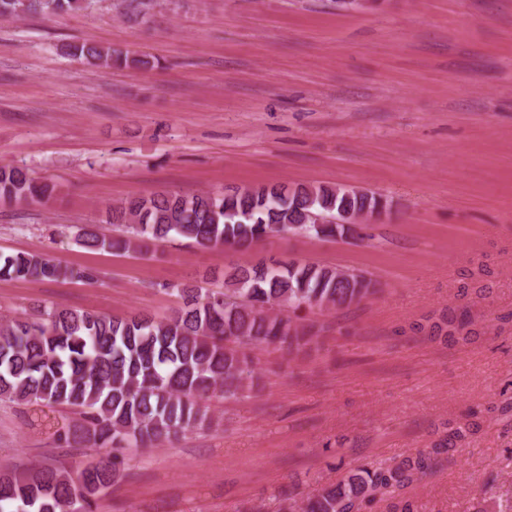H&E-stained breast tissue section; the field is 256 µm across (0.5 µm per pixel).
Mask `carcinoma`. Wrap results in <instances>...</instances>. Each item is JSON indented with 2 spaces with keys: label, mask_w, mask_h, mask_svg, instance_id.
<instances>
[{
  "label": "carcinoma",
  "mask_w": 512,
  "mask_h": 512,
  "mask_svg": "<svg viewBox=\"0 0 512 512\" xmlns=\"http://www.w3.org/2000/svg\"><path fill=\"white\" fill-rule=\"evenodd\" d=\"M86 0H0V18L28 14L59 16L85 8ZM70 51L88 64L110 68L114 62L138 65L140 59L93 44ZM54 186L19 166L0 167L1 202H41ZM373 195L344 187L281 184L204 192L192 196H133L112 206L107 223L114 234L94 226L81 229L88 251L148 253L151 241H178L187 247L219 245L248 249L283 232L317 238L341 237L343 224L310 223L308 214L334 217L379 212ZM97 281L91 267L69 268L48 256L0 253V279ZM223 290L186 283L174 288L183 300L170 316L116 318L87 311L37 306L0 321V399L31 405L75 408L82 424L62 439L77 438L94 447L132 444L149 447L179 433L211 423L201 399L216 392L233 397L253 385L255 364L249 350L309 345L313 326L299 325L300 309L331 310L359 303L376 293L357 275L341 278L338 269L309 263L236 265L224 272ZM469 325L467 311L448 314L450 339ZM433 468L419 454L393 465L360 467L301 505L288 502L282 512H360L365 502L393 494ZM117 478L113 464L80 479L65 467L32 466L23 472L0 471V512H93L100 491Z\"/></svg>",
  "instance_id": "cac0c4a2"
}]
</instances>
